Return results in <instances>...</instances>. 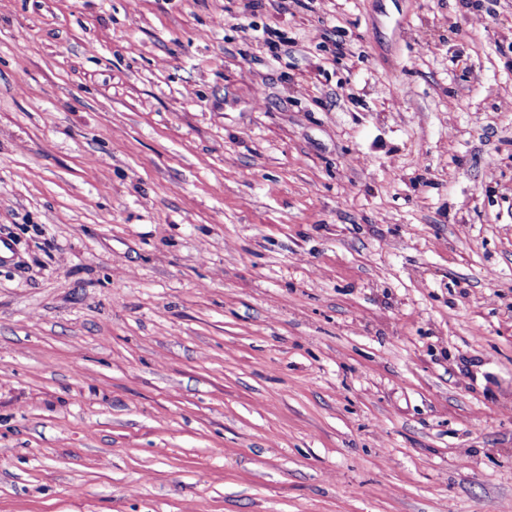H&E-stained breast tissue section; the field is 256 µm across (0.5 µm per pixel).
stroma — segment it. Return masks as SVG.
Listing matches in <instances>:
<instances>
[{
  "instance_id": "obj_1",
  "label": "stroma",
  "mask_w": 512,
  "mask_h": 512,
  "mask_svg": "<svg viewBox=\"0 0 512 512\" xmlns=\"http://www.w3.org/2000/svg\"><path fill=\"white\" fill-rule=\"evenodd\" d=\"M509 156L512 0H0V512H512Z\"/></svg>"
}]
</instances>
